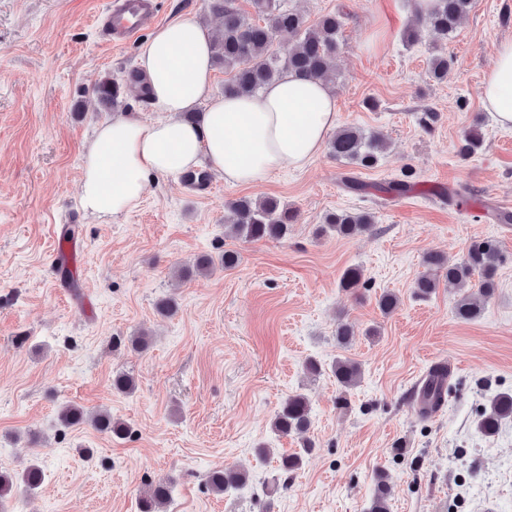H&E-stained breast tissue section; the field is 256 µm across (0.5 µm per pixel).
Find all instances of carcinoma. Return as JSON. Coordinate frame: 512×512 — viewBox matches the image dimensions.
Instances as JSON below:
<instances>
[{
  "mask_svg": "<svg viewBox=\"0 0 512 512\" xmlns=\"http://www.w3.org/2000/svg\"><path fill=\"white\" fill-rule=\"evenodd\" d=\"M475 5V0H435L434 8L425 17L417 19L427 23L441 40L448 41L456 29L459 19ZM254 14L241 10L235 0H212V11L223 17V27L212 40V63L224 70L230 78L224 83V92L250 96L259 92L269 83L284 74L296 72L306 77L329 83L336 79L334 60L340 48L343 15L327 13L316 23L308 24L304 17L289 8L287 0H252ZM285 40L288 49L284 52L276 48V42ZM455 60L444 52L432 57L429 67L431 78L441 81L448 75V69ZM135 92L137 98L148 103L151 101L150 89L141 84L139 75L133 72L123 82L110 78L101 80L94 88L99 104L106 110L115 108L123 102L125 96ZM481 145L480 135L470 130L460 140L458 153L462 157L473 154ZM328 153L336 160L356 165L362 169H372L380 161L385 149V141L378 133L366 134L355 127L340 130L327 144ZM416 185L415 173L406 169L403 179L380 187V191L401 196ZM231 216V233L246 242L278 240L288 235V226L293 223L294 215L288 208L280 205L275 198L253 200L242 197L226 204ZM323 223L337 236L354 238L370 231L373 216L365 211H330L324 216ZM502 255L496 241L480 239L473 241L464 258L454 264L440 254L426 256L425 263L430 267L445 271L448 284L459 291L455 302V314L463 321L480 317L482 307L475 295L489 297L497 288L495 279ZM239 262L238 253L226 250L220 265L230 270ZM213 258L203 256L195 265L179 267L175 274L180 280L193 276H208L216 267ZM479 275L478 293L467 290L472 276ZM341 288L352 290L367 287L362 271L351 267L340 280ZM379 310L389 315L400 304L399 297L389 291L382 292L376 299ZM341 393L356 386L362 377L360 363L349 357H338L330 365ZM112 389L119 394H131L136 389L135 379L126 373H117L112 378ZM451 392L448 369L438 365L430 369L416 394V405L421 417L426 418L445 404ZM512 417V393L494 398L485 409L479 421V429L485 435L496 432L501 420ZM58 420L67 427H79L86 422L82 408L65 405L58 413ZM92 424L101 432L122 440L130 431L129 425L112 418L108 412H101L92 418ZM311 426V404L302 393L288 395L272 420V430L279 436L294 433L304 434ZM314 445L306 442L301 453H284L279 456V470L287 475L300 468L304 456L311 452ZM248 479V473L236 468H225L212 472L206 480V487L216 495H224L238 489ZM44 481L42 467L34 462L18 473L0 471V500L13 491L22 488L27 492L36 491ZM171 496V482L158 480L150 483L147 494L140 500V512H164ZM391 488L387 480L379 476L375 479L368 512H389Z\"/></svg>",
  "mask_w": 512,
  "mask_h": 512,
  "instance_id": "cac0c4a2",
  "label": "carcinoma"
}]
</instances>
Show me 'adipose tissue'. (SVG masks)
I'll use <instances>...</instances> for the list:
<instances>
[{
  "instance_id": "obj_1",
  "label": "adipose tissue",
  "mask_w": 512,
  "mask_h": 512,
  "mask_svg": "<svg viewBox=\"0 0 512 512\" xmlns=\"http://www.w3.org/2000/svg\"><path fill=\"white\" fill-rule=\"evenodd\" d=\"M212 33L192 20L171 22L140 47L137 64L164 119L119 116L97 127L82 153L79 202L89 214L115 219L136 207L152 178L178 176L208 160L230 185H246L309 164L336 126L326 84L288 73L252 97L211 100L202 120L181 115L206 98ZM482 100L496 123L512 129V40L495 48Z\"/></svg>"
}]
</instances>
